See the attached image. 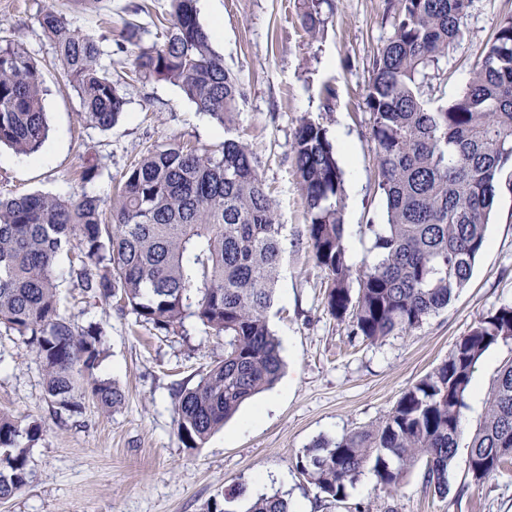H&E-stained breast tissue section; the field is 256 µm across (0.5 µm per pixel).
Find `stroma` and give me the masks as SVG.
Listing matches in <instances>:
<instances>
[{
	"instance_id": "obj_1",
	"label": "stroma",
	"mask_w": 512,
	"mask_h": 512,
	"mask_svg": "<svg viewBox=\"0 0 512 512\" xmlns=\"http://www.w3.org/2000/svg\"><path fill=\"white\" fill-rule=\"evenodd\" d=\"M49 7L75 27L100 26L105 36L101 63L127 99L109 131L80 118L79 97L61 78L38 23ZM509 10L512 0H471L446 77L434 83L435 97L450 102L464 92L473 64ZM168 11V0H99L93 12L74 0H0V40L22 44L39 62L49 123L40 163L0 147V194H87L107 206L119 179L148 150L174 139L219 147L224 132L210 116L176 86L136 79L130 56L114 51L125 22L139 25L149 43ZM216 17L223 35L213 46L243 86L236 133L250 144L283 226L277 298L269 312L282 346V382L242 405L202 447H186L177 436L174 392L195 384L223 357V337L192 319L179 332L161 333L116 303L85 297L74 285L70 256H61L59 311L78 325L102 327L103 354L93 374L115 381L125 402L105 412L88 398L80 413L57 412L40 359L16 333L0 328V412L44 428L31 450L29 483L0 502V512H205L215 496L234 489L248 498L279 493L293 512L304 503L309 512H512L511 463L478 485L467 474L484 397L512 358V343L493 345L476 365L447 494L426 487L418 465L397 490L377 489L368 471L346 501L329 502L296 467L317 439L334 440L382 421L407 389L447 360L480 315L512 305V185L501 184L485 249L446 309L409 334L378 343L351 339L348 324L326 307L328 278L308 243L291 145L307 119L323 125L335 146L353 150L356 165L344 171V220L351 263L361 268L372 245L366 225L385 221L365 101L373 58L391 32L384 0H332L328 23L316 35L302 26L297 0H209L200 22L207 26ZM330 88L336 92L331 101ZM90 162L100 173L87 181L81 171Z\"/></svg>"
}]
</instances>
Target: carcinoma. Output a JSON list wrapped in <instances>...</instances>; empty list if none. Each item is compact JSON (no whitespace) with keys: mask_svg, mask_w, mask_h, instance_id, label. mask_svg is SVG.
<instances>
[{"mask_svg":"<svg viewBox=\"0 0 512 512\" xmlns=\"http://www.w3.org/2000/svg\"><path fill=\"white\" fill-rule=\"evenodd\" d=\"M469 2L386 0L392 31L373 60L366 95L386 222L368 225L372 260L359 270L345 246L344 178L327 129L304 120L294 134L307 236L329 278L327 309L364 341L420 328L465 288L512 162V10L483 48L464 93L450 103L424 99L444 75ZM326 3L299 0L308 32L325 27ZM169 4L171 20L156 41L144 45L139 26L127 22L117 50L133 46L135 75L178 87L224 127V143L212 151L173 140L149 151L123 175L108 216L96 196L0 197V327L39 357L47 395L70 414L81 412L88 394L110 411L123 405L125 393L116 382L93 377L101 328L80 327L58 312L55 269L62 254L78 250L80 265L72 273L89 298H116L139 321L166 333L187 319L210 327L224 336V358L175 393L178 436L199 448L280 378V344L267 313L282 260V225L252 149L233 136L239 79L214 50L197 0ZM40 26L77 91L83 120L112 128L127 101L101 66L104 35L73 27L51 7ZM42 84L23 47L0 44V145L29 156L42 150L48 136ZM510 340L512 305L480 316L448 360L406 390L384 420L315 443L298 457L297 469L324 497L343 502L364 470L388 490L421 462L425 484L447 494L475 365L491 346ZM42 432L37 422L23 428L0 414V500L29 482L30 450ZM486 459V477L512 459V359L499 368L471 439L468 464ZM206 512L290 510L277 493L245 502L226 493Z\"/></svg>","mask_w":512,"mask_h":512,"instance_id":"cac0c4a2","label":"carcinoma"}]
</instances>
